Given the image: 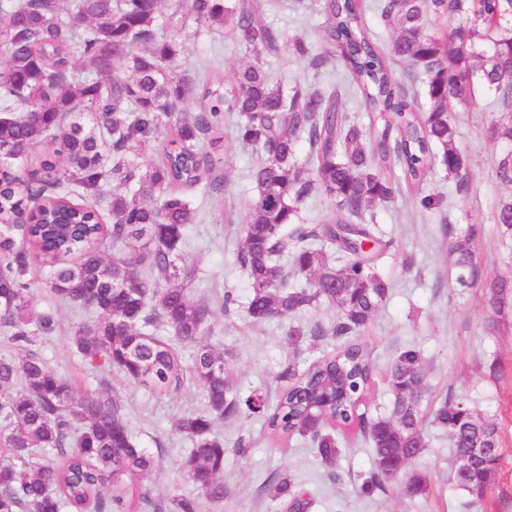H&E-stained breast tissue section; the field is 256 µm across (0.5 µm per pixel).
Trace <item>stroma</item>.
<instances>
[{
	"label": "stroma",
	"mask_w": 512,
	"mask_h": 512,
	"mask_svg": "<svg viewBox=\"0 0 512 512\" xmlns=\"http://www.w3.org/2000/svg\"><path fill=\"white\" fill-rule=\"evenodd\" d=\"M280 0L266 7L262 23L284 31L288 38L320 45L323 18L314 0ZM181 39L185 52L182 68L230 69L247 64L250 55L239 35L230 27H189ZM266 69L273 82L299 84L322 92L339 88L343 110L352 122L366 124L368 114L345 78L340 64L330 63L313 71L307 61L291 52L268 59ZM452 123L458 146L469 159L468 183L457 189L445 171H434L417 188L404 189L388 204H374L369 212L394 247L380 259L377 269L389 280L392 292L376 312L359 339L374 362L373 384L363 409L368 418L388 414L393 393L388 383L390 368L404 347L420 350L426 375V402L434 404L447 395L466 397L480 415L494 419L499 427L503 459L483 500L456 487L453 453L445 432L426 425L428 448L412 464L415 472L426 473V491L408 494L403 483L366 494L361 486L373 468L370 444L357 428L337 431L335 464H326L309 439L297 436L286 443L269 437L264 420L247 409L224 418L216 431L224 439V500L202 501L200 512H289L288 503L276 496L274 486L288 477L302 488L309 505L306 512H512V303L504 312L492 313L488 282L512 276V232L497 223L495 212L501 199L512 196V183L497 176L499 160L512 153V142L494 140L491 126L501 108L494 94L476 88L468 105L451 104ZM239 116L227 117L219 151L220 172L226 181L223 201L203 193L193 200L199 221L191 225L181 249L183 261L195 271L192 297L207 298L215 310L212 331L203 341L224 356V363L237 400L253 393L275 402L283 383L278 375L293 357L311 361L324 348L325 339L308 334L301 342L288 340V324L306 331L315 325L330 327L337 313L328 306L302 312L291 320L279 318L254 322L246 312L249 288L237 261L242 248L241 226L246 219V202L252 195L250 171L258 158L238 139ZM441 199L439 209L428 212L420 199ZM469 231L476 249L477 266L470 287L457 281L455 257L450 244L460 231ZM415 263L405 268L403 259ZM237 303L225 306V293ZM36 314L50 317V329L39 331L32 347L48 367L72 379L79 394L93 395L101 381H108L123 405L136 442L156 458L152 471L139 484L159 502L191 491L181 468L191 442L178 433L177 420L201 409L204 399L192 383L164 395L130 382L118 371L99 373L84 366L71 344L78 323L95 320L96 314L61 303L48 289L37 287L32 294Z\"/></svg>",
	"instance_id": "stroma-1"
}]
</instances>
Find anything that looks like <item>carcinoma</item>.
<instances>
[{"label": "carcinoma", "mask_w": 512, "mask_h": 512, "mask_svg": "<svg viewBox=\"0 0 512 512\" xmlns=\"http://www.w3.org/2000/svg\"><path fill=\"white\" fill-rule=\"evenodd\" d=\"M0 0V331L30 341L34 319L26 276L32 259L47 269L45 285L62 302L93 309L97 319L74 327L71 344L93 370L116 369L158 394L190 379L205 407L178 419L193 448L182 469L193 492L177 494L170 512H198L200 499L224 500V438L214 430L236 413L224 356L201 342L214 310L191 297L194 270L178 264L187 226L198 211L191 195L224 194L214 148L224 115L242 117L241 143L262 161L251 173L254 193L239 261L249 281L250 318L286 319L326 303L339 321L331 349L304 369L289 366L278 402L256 394L247 402L263 413L277 440L309 437L323 461L338 453L325 425H360L374 456L362 485L370 494L401 477L409 493L427 479L408 473L427 448L420 352L402 351L389 372L388 415L358 413L371 384L370 352L353 341L386 300L389 284L375 260L392 242L374 224H359L366 208L392 202L403 186H419L440 166L466 186L468 160L456 145L448 102L468 100L474 83L497 96L504 112L496 140L512 142V0H383L381 15L399 35L385 50L373 42L362 0H320L321 50L290 41L258 20L262 0ZM461 23L439 34L433 21ZM232 22L253 61L242 68L195 77L179 69L178 42L193 22ZM290 49L313 69L342 63L369 112L368 125L349 122L338 95L274 84L267 58ZM417 68L429 105L392 78L391 64ZM200 104L183 118L178 105ZM308 143L299 159L301 140ZM39 147L45 159L30 168ZM26 173L28 197L12 183ZM320 191L334 209L316 224L301 215L304 199ZM130 244L109 260L106 243ZM457 281L469 284L475 251L470 233L451 246ZM489 301L512 299V277L488 285ZM193 347L190 364L179 349ZM448 432L455 459L481 462L456 485L483 497L502 460L498 425L468 401L450 395L431 409ZM156 465L137 446L123 406L109 384L81 396L74 383L48 368L33 350L0 360V512H146L154 507L138 478ZM278 494L305 502L283 477Z\"/></svg>", "instance_id": "cac0c4a2"}]
</instances>
